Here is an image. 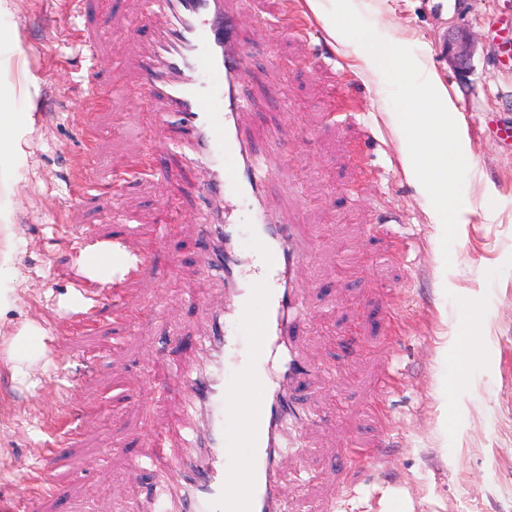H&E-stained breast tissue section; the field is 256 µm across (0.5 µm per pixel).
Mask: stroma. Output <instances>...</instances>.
<instances>
[{
	"label": "stroma",
	"mask_w": 512,
	"mask_h": 512,
	"mask_svg": "<svg viewBox=\"0 0 512 512\" xmlns=\"http://www.w3.org/2000/svg\"><path fill=\"white\" fill-rule=\"evenodd\" d=\"M237 13L245 52L254 59L247 91L255 108L243 116L260 141L278 139L287 156L268 197L283 222L313 233L298 266L308 317L297 349L313 367L302 394L321 416L303 449L278 462L288 512H512V39L507 0H326L329 14L353 9L376 20L395 43L406 71L372 80L349 46L331 45L323 23L302 0H224ZM145 15L144 0H11L0 20V89L33 124L23 160L0 173V504L16 477L37 465L49 441L48 409L79 388L102 406L78 412L75 442L47 470L55 499L34 512H78L87 500L102 512H149L150 473L133 474L134 458L152 455L153 431L183 419L179 392L155 390L149 376L194 368L192 340L207 335L209 308L222 298L201 274L196 244L198 188L177 180L167 161L117 184L120 170L163 143L167 127L151 124L135 103L145 79L140 64L170 25ZM475 40L471 69L457 75L442 54L445 34ZM434 74L454 106L449 122L463 132V158L448 176L458 213L441 227L432 205L404 172L394 124L407 105L403 82ZM112 95L108 110L86 113L87 82ZM102 130L96 189L69 196L82 176L85 120ZM178 213L170 235L156 229ZM93 226L101 244L152 246L154 260L118 298L144 309L132 327L114 325L109 307L97 334L59 335L74 310V279L86 269L61 241ZM484 343L463 351L461 315ZM111 346L83 370L86 347ZM459 363L458 380L449 368ZM397 367L402 386L389 398L391 417L367 412L380 373ZM22 369L24 379L13 376ZM348 412L333 419L337 398ZM377 458L346 465L354 442Z\"/></svg>",
	"instance_id": "1"
}]
</instances>
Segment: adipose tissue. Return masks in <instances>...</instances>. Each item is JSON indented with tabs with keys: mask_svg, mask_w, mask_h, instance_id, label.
<instances>
[{
	"mask_svg": "<svg viewBox=\"0 0 512 512\" xmlns=\"http://www.w3.org/2000/svg\"><path fill=\"white\" fill-rule=\"evenodd\" d=\"M307 9L325 22L331 43L351 46L359 68L378 75L404 68L406 61L393 44L374 38L371 25L360 15L328 16L325 0H305ZM404 96L412 105L409 117L397 124L407 175L426 196L437 195L448 184V172L457 168L459 133L448 121L452 104L440 82L432 77L410 82ZM31 130L28 113L15 111L9 94L0 92V165L16 167L22 143Z\"/></svg>",
	"mask_w": 512,
	"mask_h": 512,
	"instance_id": "adipose-tissue-1",
	"label": "adipose tissue"
}]
</instances>
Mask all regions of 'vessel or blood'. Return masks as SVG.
I'll list each match as a JSON object with an SVG mask.
<instances>
[{
    "mask_svg": "<svg viewBox=\"0 0 512 512\" xmlns=\"http://www.w3.org/2000/svg\"><path fill=\"white\" fill-rule=\"evenodd\" d=\"M146 10L177 20L158 37L149 79L139 91L147 102L162 104L155 119L173 131L160 150L147 155L196 172L205 199L200 268L224 295L211 335L199 342L205 368L174 379L187 396L188 412L203 421L183 426L174 437L154 433L157 480L151 497L162 512H284L276 494L277 459L298 448L297 429L316 420L300 399L306 367L293 347L304 310L292 271L310 247L297 225L280 223L264 204L276 146H253L239 125L241 113L252 106L243 92L252 60L224 0H146ZM236 197L249 203L251 252L260 261L247 277L239 270L244 254L233 215ZM94 242L89 231L76 240L83 265L110 267L111 247ZM75 288L83 303L64 320L73 331L90 328L100 306L119 294L112 278L81 280ZM242 338L251 357L277 360L276 378L246 371L227 375L224 353ZM243 436L250 445L246 453L238 446ZM39 457V465L16 483L6 512H32L38 501L54 497L45 470L59 462V450L45 445Z\"/></svg>",
    "mask_w": 512,
    "mask_h": 512,
    "instance_id": "b4317fda",
    "label": "vessel or blood"
}]
</instances>
